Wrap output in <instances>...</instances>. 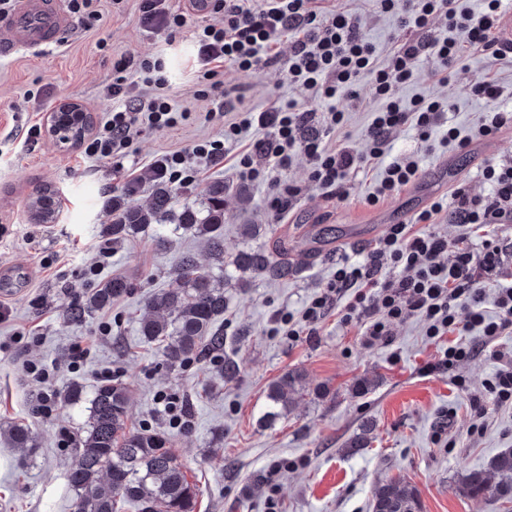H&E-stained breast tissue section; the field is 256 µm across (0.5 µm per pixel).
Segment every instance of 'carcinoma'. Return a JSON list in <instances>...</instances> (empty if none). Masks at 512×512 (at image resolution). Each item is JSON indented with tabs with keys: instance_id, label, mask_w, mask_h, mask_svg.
Masks as SVG:
<instances>
[{
	"instance_id": "1",
	"label": "carcinoma",
	"mask_w": 512,
	"mask_h": 512,
	"mask_svg": "<svg viewBox=\"0 0 512 512\" xmlns=\"http://www.w3.org/2000/svg\"><path fill=\"white\" fill-rule=\"evenodd\" d=\"M146 182L151 188V202L146 208L133 202L141 181L128 184L122 194L106 201L112 222L104 226L103 235L118 241L170 220L173 231L205 239L210 255L224 262V182L210 183L203 211L186 206L178 214L171 208V183L155 172ZM57 207L52 190L44 191L30 204L35 219L45 224L55 219ZM235 267L275 279L294 272L281 248L274 254L263 249L243 251ZM177 271L176 287L149 298L153 315L144 318L140 326L144 341L162 344L166 362L172 367L224 352V329L219 325L225 309L224 277L201 270L191 253L181 256ZM128 289L121 277L107 280L70 312L71 319L85 318L124 296ZM302 382V372L291 370L269 387V411L264 415L267 422H275L290 410L302 395ZM128 393L124 384L110 380L92 391L85 434L78 440L67 472L68 484L76 493L74 512H119L126 503L138 506V512H196L199 489L172 451V438L161 430L127 427ZM3 434L16 448H30L35 441L32 430L21 423L9 425ZM491 468L499 476L494 492L511 501L512 450L497 455ZM488 490L480 471L469 473L461 486L467 496H480ZM419 508L417 491L399 481H383L374 488L373 512H419Z\"/></svg>"
}]
</instances>
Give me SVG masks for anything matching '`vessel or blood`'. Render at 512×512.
<instances>
[{"label": "vessel or blood", "instance_id": "1", "mask_svg": "<svg viewBox=\"0 0 512 512\" xmlns=\"http://www.w3.org/2000/svg\"><path fill=\"white\" fill-rule=\"evenodd\" d=\"M13 10L0 17L5 38L0 39V57L23 50L42 53L59 46L71 26L64 0H14Z\"/></svg>", "mask_w": 512, "mask_h": 512}]
</instances>
